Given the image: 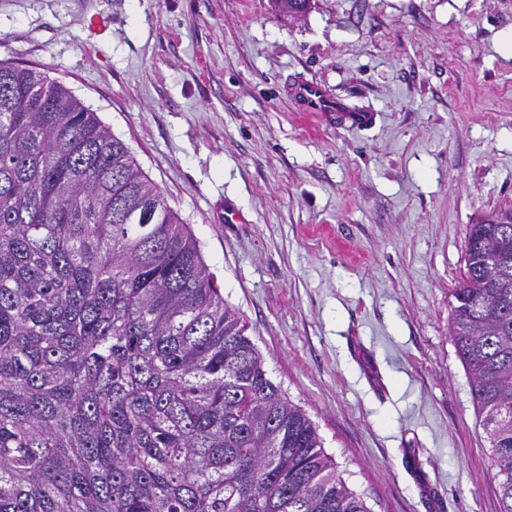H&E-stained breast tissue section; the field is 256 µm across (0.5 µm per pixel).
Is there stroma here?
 <instances>
[{
    "label": "stroma",
    "instance_id": "35a3bbf8",
    "mask_svg": "<svg viewBox=\"0 0 512 512\" xmlns=\"http://www.w3.org/2000/svg\"><path fill=\"white\" fill-rule=\"evenodd\" d=\"M0 0L199 241L370 512H500L449 334L471 224L512 206V0ZM316 82L357 128L300 112Z\"/></svg>",
    "mask_w": 512,
    "mask_h": 512
}]
</instances>
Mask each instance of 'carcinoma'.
<instances>
[{
	"mask_svg": "<svg viewBox=\"0 0 512 512\" xmlns=\"http://www.w3.org/2000/svg\"><path fill=\"white\" fill-rule=\"evenodd\" d=\"M465 261L449 333L512 512V224ZM246 331L128 147L0 62V512H371Z\"/></svg>",
	"mask_w": 512,
	"mask_h": 512,
	"instance_id": "obj_1",
	"label": "carcinoma"
}]
</instances>
